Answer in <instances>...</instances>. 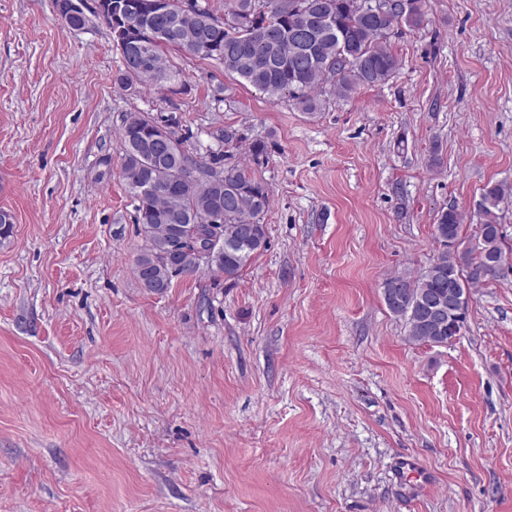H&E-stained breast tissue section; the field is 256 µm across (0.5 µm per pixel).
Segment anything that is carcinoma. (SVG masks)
Listing matches in <instances>:
<instances>
[{"label": "carcinoma", "mask_w": 512, "mask_h": 512, "mask_svg": "<svg viewBox=\"0 0 512 512\" xmlns=\"http://www.w3.org/2000/svg\"><path fill=\"white\" fill-rule=\"evenodd\" d=\"M194 2L197 13L186 10ZM265 3L256 12L255 4ZM385 13L368 16L357 0H232L224 16H217L210 0H165V11L145 6L137 24L147 55L143 69H124L116 81L136 93L143 86L174 85L182 71L173 68L165 49L209 60L237 75L271 99L286 96L301 111L314 115L325 109L329 93L348 99L362 87L388 82L400 68L389 40L402 26L419 28L425 21L424 0H390ZM171 129V140L161 152L149 150L159 125ZM180 120L152 117L143 112L124 116L119 142L122 177L135 202V224L141 245L134 260L137 280L146 279L152 292L165 293L173 280L212 270L235 280L268 245L265 215L270 188L237 166H224V152H192L188 136L177 131ZM512 199L504 184L486 186L478 203L476 241L463 250H448V237L464 240L463 215L454 207L442 209L433 225L441 251L429 270L415 276L394 275L383 287L399 282L407 292H446L448 280L469 289L493 276L469 273L492 264L503 254L501 215ZM222 212L224 245L204 265L190 251L177 250L181 240L193 241L217 212ZM414 342H448V330L414 322L396 311Z\"/></svg>", "instance_id": "carcinoma-1"}]
</instances>
